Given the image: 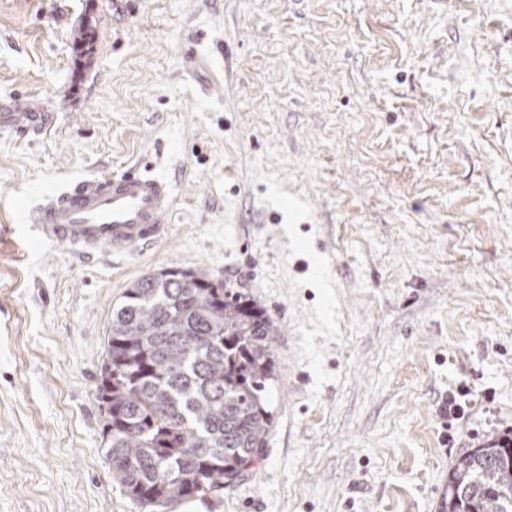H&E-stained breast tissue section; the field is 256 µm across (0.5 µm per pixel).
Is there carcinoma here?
Returning <instances> with one entry per match:
<instances>
[{"label": "carcinoma", "instance_id": "obj_1", "mask_svg": "<svg viewBox=\"0 0 512 512\" xmlns=\"http://www.w3.org/2000/svg\"><path fill=\"white\" fill-rule=\"evenodd\" d=\"M94 40L80 26L76 55ZM277 335L249 294L202 269H163L125 289L96 391L112 475L131 499L166 512L184 500L220 501L245 476L273 423ZM444 512H512V443L456 460Z\"/></svg>", "mask_w": 512, "mask_h": 512}]
</instances>
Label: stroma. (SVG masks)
Here are the masks:
<instances>
[{"label":"stroma","instance_id":"35a3bbf8","mask_svg":"<svg viewBox=\"0 0 512 512\" xmlns=\"http://www.w3.org/2000/svg\"><path fill=\"white\" fill-rule=\"evenodd\" d=\"M136 164L173 187L165 239L33 240L62 183ZM171 267L280 333L263 459L168 512H433L512 436V0H0V512H141L96 387L113 306Z\"/></svg>","mask_w":512,"mask_h":512}]
</instances>
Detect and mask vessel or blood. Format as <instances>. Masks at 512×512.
Masks as SVG:
<instances>
[{"label":"vessel or blood","mask_w":512,"mask_h":512,"mask_svg":"<svg viewBox=\"0 0 512 512\" xmlns=\"http://www.w3.org/2000/svg\"><path fill=\"white\" fill-rule=\"evenodd\" d=\"M173 190L164 179L129 168L93 175L45 196L31 220L40 241L84 259L122 257L169 233Z\"/></svg>","instance_id":"vessel-or-blood-1"}]
</instances>
